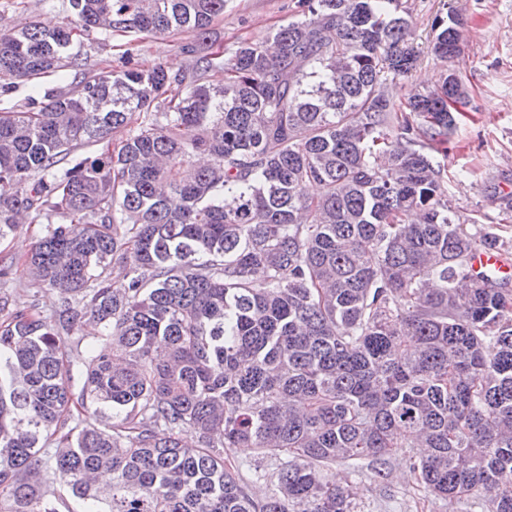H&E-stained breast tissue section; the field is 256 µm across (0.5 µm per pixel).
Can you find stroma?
<instances>
[{
  "label": "stroma",
  "mask_w": 512,
  "mask_h": 512,
  "mask_svg": "<svg viewBox=\"0 0 512 512\" xmlns=\"http://www.w3.org/2000/svg\"><path fill=\"white\" fill-rule=\"evenodd\" d=\"M296 0H231L223 19L213 25L214 47L231 50L242 41H259L294 13ZM413 10V45L420 53L409 75L406 90L436 85L444 68L428 51L436 18L449 10L461 11L466 20L463 51L457 66L462 72L469 103L457 129L448 140V198L461 224L475 235L498 237L499 248L512 254V212L502 210L512 200V0H410ZM68 0H0V24L62 21ZM191 34L163 36L131 49L141 66L156 64L171 71L188 68L186 44ZM74 50L92 73L120 67L126 39L98 30L83 35ZM72 77L49 76L18 84L0 93V111L23 105L28 96L42 97L44 90H73ZM12 308H28L38 302L44 315L55 310L58 297L52 292L35 293L24 268H17L6 285ZM385 470L388 482L373 483L367 475L339 462L331 468L341 482L352 485L364 512H481L480 506L462 510L447 501L425 497L416 482L407 477L400 456H392Z\"/></svg>",
  "instance_id": "35a3bbf8"
}]
</instances>
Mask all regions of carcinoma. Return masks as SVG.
Returning a JSON list of instances; mask_svg holds the SVG:
<instances>
[{"label":"carcinoma","mask_w":512,"mask_h":512,"mask_svg":"<svg viewBox=\"0 0 512 512\" xmlns=\"http://www.w3.org/2000/svg\"><path fill=\"white\" fill-rule=\"evenodd\" d=\"M229 2L69 0L54 30L0 29V88L83 72L0 111V238L45 225L23 266L59 300L44 319L0 294V512H361L330 467L399 452L429 495L512 512V289L448 202L459 70L402 94L408 0H296L226 57ZM434 28L458 59L460 15ZM88 29L191 33L192 67L90 75ZM87 321L106 346L75 364ZM226 448L272 467L265 498Z\"/></svg>","instance_id":"cac0c4a2"}]
</instances>
